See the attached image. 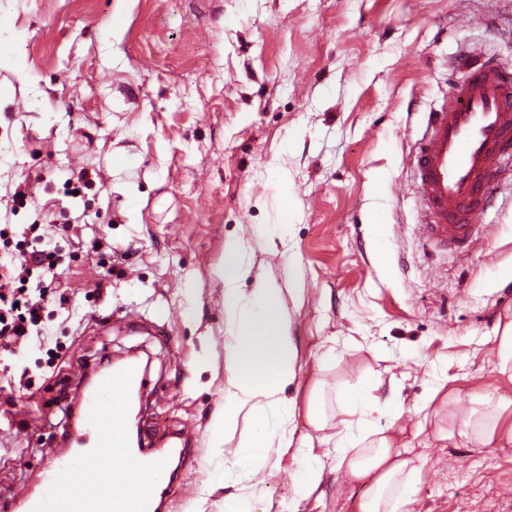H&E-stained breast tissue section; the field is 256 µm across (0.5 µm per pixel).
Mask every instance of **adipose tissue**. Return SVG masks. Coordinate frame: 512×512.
Segmentation results:
<instances>
[{
    "instance_id": "ef3b65f1",
    "label": "adipose tissue",
    "mask_w": 512,
    "mask_h": 512,
    "mask_svg": "<svg viewBox=\"0 0 512 512\" xmlns=\"http://www.w3.org/2000/svg\"><path fill=\"white\" fill-rule=\"evenodd\" d=\"M239 243L226 246L234 258L224 272V309L233 321L232 341L227 352L229 377L224 392V432L232 434L239 416L251 417L250 447L293 444L294 407L284 392L297 379V349L290 336V324L280 311L281 290L274 283L256 282L250 294L238 284L251 275L248 265L236 261ZM455 429L442 431V438L454 434L512 443V408L483 399L481 408L456 414ZM277 441H269L270 431ZM336 469L345 477L371 478L372 484L360 504V512H408L412 491L422 464L418 457L397 447L392 436L367 425L357 433L336 434Z\"/></svg>"
}]
</instances>
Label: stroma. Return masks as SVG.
Wrapping results in <instances>:
<instances>
[{
  "mask_svg": "<svg viewBox=\"0 0 512 512\" xmlns=\"http://www.w3.org/2000/svg\"><path fill=\"white\" fill-rule=\"evenodd\" d=\"M463 50L512 73V0H0V224L45 225L68 284L44 335L0 351V512H23L50 449L70 452L60 392L131 354L149 363L144 445L171 469L158 512H224L231 494L244 512H359L370 482L337 473L333 440L357 393L423 459L411 512H512V444L438 435L476 397L512 404L495 337L512 181L482 246L432 255L406 160ZM232 239L246 288H282L297 348L293 447L260 462L248 418L215 437ZM311 456L324 478L303 499Z\"/></svg>",
  "mask_w": 512,
  "mask_h": 512,
  "instance_id": "obj_1",
  "label": "stroma"
}]
</instances>
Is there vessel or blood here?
Here are the masks:
<instances>
[{
  "label": "vessel or blood",
  "mask_w": 512,
  "mask_h": 512,
  "mask_svg": "<svg viewBox=\"0 0 512 512\" xmlns=\"http://www.w3.org/2000/svg\"><path fill=\"white\" fill-rule=\"evenodd\" d=\"M447 98L427 115L425 132L409 155L420 200L418 229L435 248L470 250L482 241L474 229L490 201L495 158L512 145V75L483 61L478 53L460 55ZM67 433L87 457L114 470L132 467L135 482L105 488L99 468L59 457L45 477L40 496L21 492L27 512H154L163 470L148 452L128 444V395L146 378L133 366L101 375Z\"/></svg>",
  "instance_id": "b4317fda"
}]
</instances>
